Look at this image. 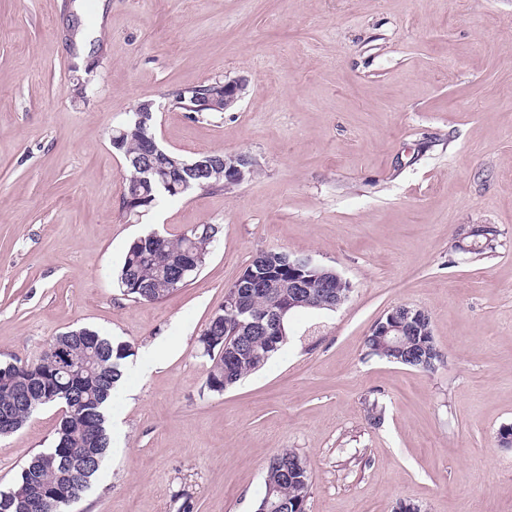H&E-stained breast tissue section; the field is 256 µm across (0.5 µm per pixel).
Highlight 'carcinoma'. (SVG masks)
Masks as SVG:
<instances>
[{
	"mask_svg": "<svg viewBox=\"0 0 512 512\" xmlns=\"http://www.w3.org/2000/svg\"><path fill=\"white\" fill-rule=\"evenodd\" d=\"M220 93V82L206 81L170 94L168 105L189 111L195 101ZM138 105L128 120L112 131V148L124 159L127 177L122 199L123 214L139 218L153 209L165 197L179 198L184 176L188 175V160L169 150H163L153 164H148L143 152L145 141L154 134L155 118L137 122ZM219 226L202 224L194 232L186 229L174 238L151 232L136 238L128 247L117 274L118 288L127 300L160 302L173 291L187 286L205 265ZM278 267L281 288H266L247 295L235 316L215 311L199 337L202 356L208 359L206 386L220 393L244 377L263 367L287 343L291 313L283 320V335L268 338L251 337L247 346L232 358L224 354V333L235 329L241 321L276 311L288 302V254L277 251L258 253L249 269L261 273ZM368 353L390 362L405 364L403 354L380 345L376 337L365 339ZM402 347L415 362L410 367L432 371L443 360L442 351L431 336H409ZM48 348H58L61 355H47L32 363L0 364V436H9L21 429L40 409L60 404L72 409L64 414L50 448L32 456L23 467L17 484L7 491L0 490V501L7 497L10 507L0 512H30L29 499L37 492L61 485L67 497L58 500L49 512H69L96 479L103 461L111 451V437L102 412L104 402L118 388L124 374V360L130 352L124 345H115L107 336L90 328H78L53 337ZM84 456L79 472L69 467L77 451ZM54 455L57 467L48 472L36 464L43 455ZM311 475L305 460L293 449L274 454L265 466L264 496L285 503L287 512H306Z\"/></svg>",
	"mask_w": 512,
	"mask_h": 512,
	"instance_id": "1",
	"label": "carcinoma"
}]
</instances>
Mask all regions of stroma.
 <instances>
[{
	"mask_svg": "<svg viewBox=\"0 0 512 512\" xmlns=\"http://www.w3.org/2000/svg\"><path fill=\"white\" fill-rule=\"evenodd\" d=\"M75 23L97 30L85 48ZM236 78L208 119L167 105ZM143 101L162 147L244 154L253 175L125 217L110 134ZM196 224L220 233L188 285L125 300L129 243ZM475 224L493 252L458 250ZM268 250L335 269L350 297L295 313L260 370L209 391L198 338ZM398 306L429 313L435 371L368 355ZM79 327L130 355L121 430L72 512H256L285 448L310 471L306 512H512V0H0V362ZM62 416L0 438V489Z\"/></svg>",
	"mask_w": 512,
	"mask_h": 512,
	"instance_id": "stroma-1",
	"label": "stroma"
}]
</instances>
